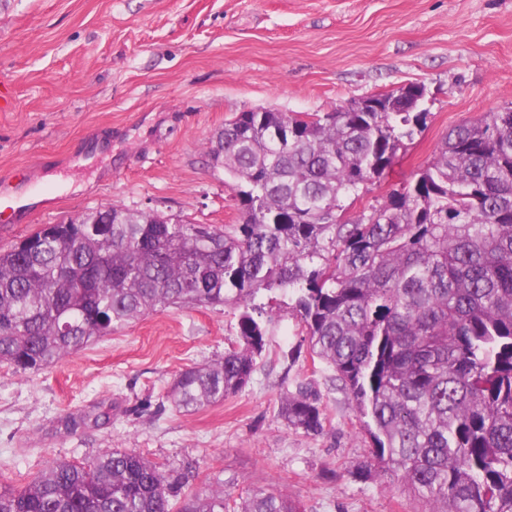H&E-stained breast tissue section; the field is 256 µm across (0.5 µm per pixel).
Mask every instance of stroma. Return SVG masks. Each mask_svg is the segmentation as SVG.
I'll return each instance as SVG.
<instances>
[{
    "label": "stroma",
    "instance_id": "1",
    "mask_svg": "<svg viewBox=\"0 0 512 512\" xmlns=\"http://www.w3.org/2000/svg\"><path fill=\"white\" fill-rule=\"evenodd\" d=\"M408 83L427 88V127L363 204L410 179L449 128L512 106V0H0V178L42 202L25 224L0 210V248L112 205L235 223L230 181L203 148L225 121ZM237 319L167 309L37 371L0 364V488L126 448L237 500L270 485L304 512H412L348 394L299 352L291 311L242 392L192 414L168 400L178 372L237 344ZM301 386L321 400V433L279 415Z\"/></svg>",
    "mask_w": 512,
    "mask_h": 512
}]
</instances>
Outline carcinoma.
<instances>
[{
	"label": "carcinoma",
	"instance_id": "cac0c4a2",
	"mask_svg": "<svg viewBox=\"0 0 512 512\" xmlns=\"http://www.w3.org/2000/svg\"><path fill=\"white\" fill-rule=\"evenodd\" d=\"M381 112H240L207 142L239 198L221 228L112 206L0 250V364L42 369L169 308L239 312L242 344L187 368L167 396L186 412L245 388L288 294L307 352L333 372L375 457L414 512H512V112L448 131L433 158L348 218L427 127L394 92ZM68 267L72 280L56 276ZM288 426L324 429L319 399L287 394ZM134 450L57 462L0 512H302L272 488L178 492Z\"/></svg>",
	"mask_w": 512,
	"mask_h": 512
}]
</instances>
